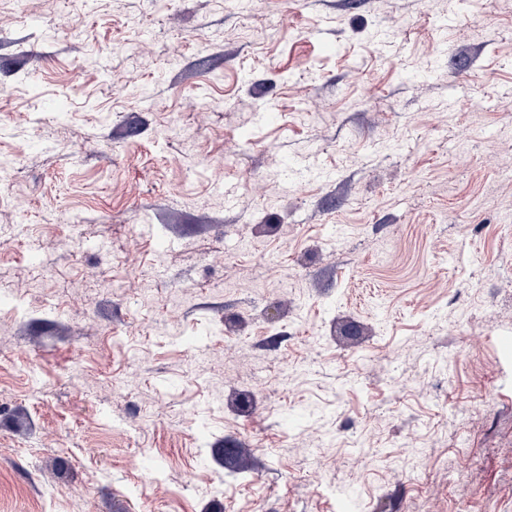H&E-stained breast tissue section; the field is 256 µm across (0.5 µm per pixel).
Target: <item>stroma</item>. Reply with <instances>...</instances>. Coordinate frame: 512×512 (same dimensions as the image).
Masks as SVG:
<instances>
[{
  "label": "stroma",
  "mask_w": 512,
  "mask_h": 512,
  "mask_svg": "<svg viewBox=\"0 0 512 512\" xmlns=\"http://www.w3.org/2000/svg\"><path fill=\"white\" fill-rule=\"evenodd\" d=\"M72 8L0 0V512H512V0Z\"/></svg>",
  "instance_id": "stroma-1"
}]
</instances>
